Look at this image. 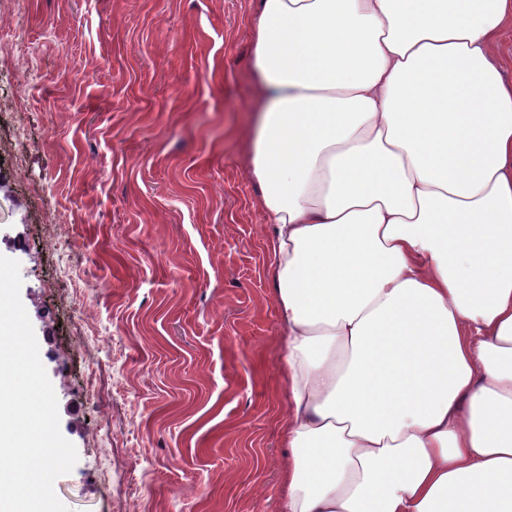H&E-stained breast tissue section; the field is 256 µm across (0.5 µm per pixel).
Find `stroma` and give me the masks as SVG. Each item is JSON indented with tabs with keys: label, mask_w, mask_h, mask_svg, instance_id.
Returning <instances> with one entry per match:
<instances>
[{
	"label": "stroma",
	"mask_w": 512,
	"mask_h": 512,
	"mask_svg": "<svg viewBox=\"0 0 512 512\" xmlns=\"http://www.w3.org/2000/svg\"><path fill=\"white\" fill-rule=\"evenodd\" d=\"M255 9L0 0V254L78 450L70 512H281Z\"/></svg>",
	"instance_id": "1"
}]
</instances>
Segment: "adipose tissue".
<instances>
[{"instance_id": "ef3b65f1", "label": "adipose tissue", "mask_w": 512, "mask_h": 512, "mask_svg": "<svg viewBox=\"0 0 512 512\" xmlns=\"http://www.w3.org/2000/svg\"><path fill=\"white\" fill-rule=\"evenodd\" d=\"M512 0H258L282 512H512Z\"/></svg>"}]
</instances>
